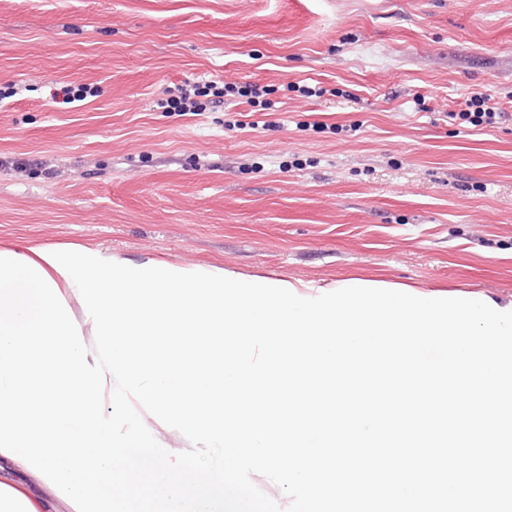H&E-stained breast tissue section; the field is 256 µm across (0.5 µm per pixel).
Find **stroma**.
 Listing matches in <instances>:
<instances>
[{
    "instance_id": "35a3bbf8",
    "label": "stroma",
    "mask_w": 512,
    "mask_h": 512,
    "mask_svg": "<svg viewBox=\"0 0 512 512\" xmlns=\"http://www.w3.org/2000/svg\"><path fill=\"white\" fill-rule=\"evenodd\" d=\"M256 83L164 111L185 82ZM0 248L512 298V0H0ZM94 87L70 104L59 86ZM460 105H464L465 108L449 112L448 118L479 126L483 123L494 125L499 123V120H506L509 117L508 112L500 111L498 103L493 102L491 96L484 93H474Z\"/></svg>"
}]
</instances>
